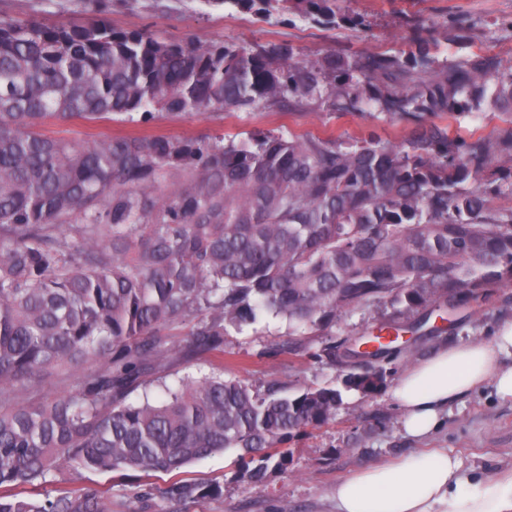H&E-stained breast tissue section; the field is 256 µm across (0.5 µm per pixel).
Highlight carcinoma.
Segmentation results:
<instances>
[{"label": "carcinoma", "mask_w": 512, "mask_h": 512, "mask_svg": "<svg viewBox=\"0 0 512 512\" xmlns=\"http://www.w3.org/2000/svg\"><path fill=\"white\" fill-rule=\"evenodd\" d=\"M60 25L0 13V512H112V497L70 488L41 500L16 490L81 470L171 473L238 450L253 483L288 469L295 433L328 423L333 387L281 394L219 375L130 401L173 357L224 354V325L260 312L326 336L343 314L393 307L352 347L376 357L461 297L512 281V66L488 51L439 61V32L412 25L407 51L329 53L302 62L290 44H203L104 17ZM267 19L276 4L313 25L358 27L341 0H202ZM457 18L444 39L472 47ZM489 102L499 123L475 136L461 119ZM324 105L403 126L397 137L254 134L238 142L164 134L93 143L41 132L157 112ZM184 325L182 349L161 336ZM82 370L61 396L28 393ZM376 370L345 387L371 396ZM218 485L171 482L187 512Z\"/></svg>", "instance_id": "cac0c4a2"}]
</instances>
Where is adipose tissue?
<instances>
[{"mask_svg":"<svg viewBox=\"0 0 512 512\" xmlns=\"http://www.w3.org/2000/svg\"><path fill=\"white\" fill-rule=\"evenodd\" d=\"M487 385L512 401V321L487 341L439 345L405 368L390 394L405 434L424 439L440 430L450 404ZM326 501L332 512H512V467L469 475L448 449L420 448L350 472Z\"/></svg>","mask_w":512,"mask_h":512,"instance_id":"1","label":"adipose tissue"}]
</instances>
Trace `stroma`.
<instances>
[{
    "instance_id": "1",
    "label": "stroma",
    "mask_w": 512,
    "mask_h": 512,
    "mask_svg": "<svg viewBox=\"0 0 512 512\" xmlns=\"http://www.w3.org/2000/svg\"><path fill=\"white\" fill-rule=\"evenodd\" d=\"M345 4L365 17L367 29L323 28L286 12L260 21L232 8H207L200 0H112L109 18L115 28L151 29L175 40L194 37L206 43L240 45L288 42L295 46L300 60L313 61L334 51L360 55L405 49V18L409 15L439 29L465 15L475 25V49L500 54L506 64H512V0H345ZM0 12L55 23H79L87 18L79 0H0ZM398 130L397 124L366 114L339 115L322 107L299 112L259 108L180 116L159 113L147 122L135 115L66 126L51 120L43 127L47 135L80 142L152 132L195 138L221 135L238 141L255 133H332L348 139L372 133L385 136ZM392 313L384 304L357 309L338 321L330 335L310 337L306 349L297 355L282 349L290 331L287 320L263 313L256 322L227 325L224 357H204L190 364L173 362L164 371V385L151 384L146 393H133L132 401L146 395L159 402L165 398V388L177 387L183 377L209 373L215 366L223 369L225 378L252 380L260 386L275 380L291 393L320 386L341 392L342 405L335 420L295 434L288 442L291 458L287 470L269 473L261 483L238 477L233 449L185 467V478L222 487L220 496L201 500L191 512H325L324 494L338 479L417 448V440L402 429L389 384L407 364L424 358L438 344L486 340L499 323L512 321V284L501 285L480 302L465 301L443 336L419 332L376 360L374 367L382 371L385 385L372 396L345 389L348 368L340 362L330 363L329 351L344 350L351 340ZM425 445L458 454L465 472L491 475L499 465L512 462V402L500 400L491 387H483L453 404L443 428ZM170 480L163 472L147 476L136 471H83L71 475L70 484L111 495L112 512H168L170 505L160 492ZM148 490L153 496L145 511L138 497Z\"/></svg>"
}]
</instances>
